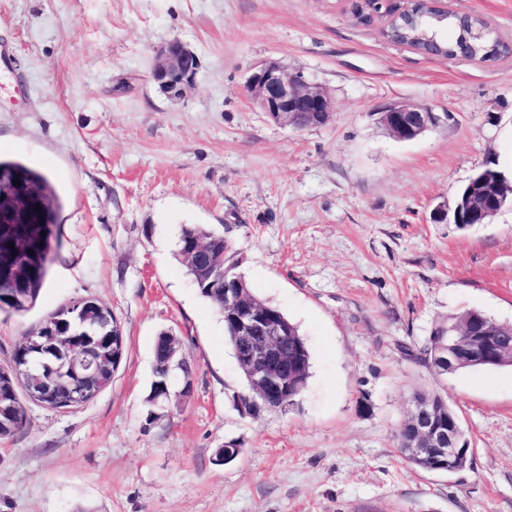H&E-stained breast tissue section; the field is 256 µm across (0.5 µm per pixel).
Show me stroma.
I'll return each instance as SVG.
<instances>
[{"label":"stroma","mask_w":512,"mask_h":512,"mask_svg":"<svg viewBox=\"0 0 512 512\" xmlns=\"http://www.w3.org/2000/svg\"><path fill=\"white\" fill-rule=\"evenodd\" d=\"M448 4L512 42V0ZM174 41L200 60L179 99L151 78ZM267 61L328 92L325 125L259 112L245 84ZM396 102L451 118L399 141L379 121ZM0 156L63 200L35 305L0 313V365L84 297L126 344L90 403L25 401V426L0 439V512H512V367L440 376L402 352L465 309L512 322V207L463 229L431 217L486 163L512 180V56L421 54L356 25L344 0H0ZM187 224L223 232L254 293L299 327L297 406L241 405L224 322L174 257ZM163 331L192 390L150 423ZM430 390L468 434L463 470L419 471L397 451ZM232 441L239 457L215 464Z\"/></svg>","instance_id":"1"}]
</instances>
